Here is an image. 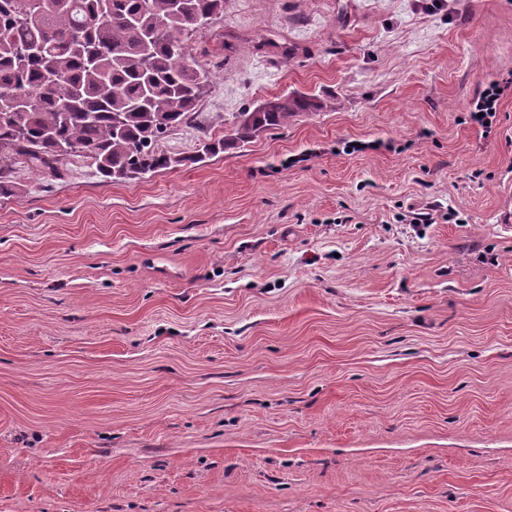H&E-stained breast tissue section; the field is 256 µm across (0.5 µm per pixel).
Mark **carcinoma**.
<instances>
[{"mask_svg": "<svg viewBox=\"0 0 512 512\" xmlns=\"http://www.w3.org/2000/svg\"><path fill=\"white\" fill-rule=\"evenodd\" d=\"M0 0V97L29 104L0 112V199L15 188V161L60 179L70 159L122 181L237 149L288 125L323 100L289 93L244 113L203 154L157 150L187 124L208 85L189 34L224 14V0Z\"/></svg>", "mask_w": 512, "mask_h": 512, "instance_id": "cac0c4a2", "label": "carcinoma"}]
</instances>
